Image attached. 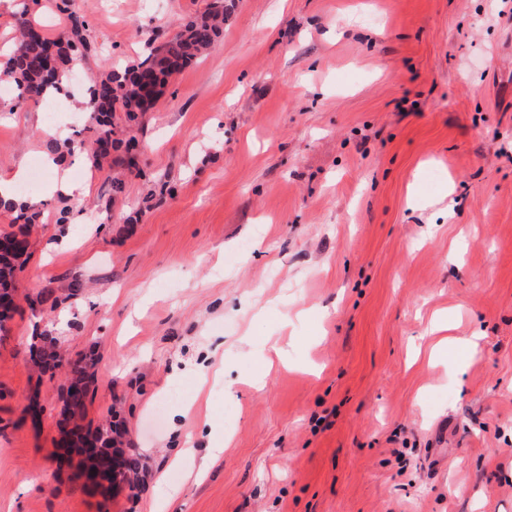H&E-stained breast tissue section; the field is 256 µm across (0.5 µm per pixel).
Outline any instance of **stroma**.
<instances>
[{"instance_id":"stroma-1","label":"stroma","mask_w":512,"mask_h":512,"mask_svg":"<svg viewBox=\"0 0 512 512\" xmlns=\"http://www.w3.org/2000/svg\"><path fill=\"white\" fill-rule=\"evenodd\" d=\"M212 2L75 0L80 84ZM46 122L0 112L1 179ZM92 127L68 133L85 195H42L33 226L0 209L28 241L0 512H512V0H235L149 112L113 116L134 168L92 167ZM49 344L95 354L80 423L116 413L139 487L64 459Z\"/></svg>"}]
</instances>
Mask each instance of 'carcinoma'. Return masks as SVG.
I'll return each mask as SVG.
<instances>
[{"label": "carcinoma", "instance_id": "cac0c4a2", "mask_svg": "<svg viewBox=\"0 0 512 512\" xmlns=\"http://www.w3.org/2000/svg\"><path fill=\"white\" fill-rule=\"evenodd\" d=\"M72 2L54 0L56 10L70 20L58 37H46L37 21L25 18L20 23L15 43L0 51V77L16 89L15 105L47 99L46 91L69 78L75 62L95 51L84 34V21L72 9ZM223 27L224 0H217L209 11L181 25L171 38L150 45L147 55L139 62L111 69L93 81L88 91L96 125L92 162L97 168H103L108 162L129 163L128 147L122 140L112 138L113 115L122 112L127 119L134 120L138 114L149 111L171 75L195 64L203 53L214 47ZM19 259L20 256L14 255L0 260V287H13ZM36 364L45 370L65 371L68 380L64 393L66 408L74 414L80 412L92 384L88 362L82 358L73 360L58 350L39 352ZM142 476L139 456L127 457L122 481L133 488Z\"/></svg>", "mask_w": 512, "mask_h": 512}]
</instances>
